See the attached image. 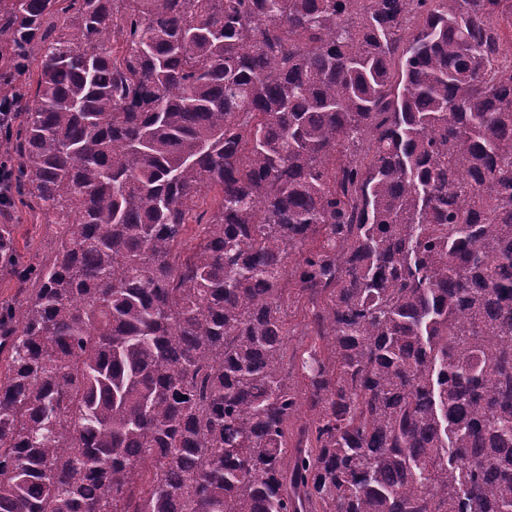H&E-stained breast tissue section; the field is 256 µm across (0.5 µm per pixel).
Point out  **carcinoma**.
Listing matches in <instances>:
<instances>
[{
	"mask_svg": "<svg viewBox=\"0 0 512 512\" xmlns=\"http://www.w3.org/2000/svg\"><path fill=\"white\" fill-rule=\"evenodd\" d=\"M509 31L512 0H0V159L58 226L0 307V512H512Z\"/></svg>",
	"mask_w": 512,
	"mask_h": 512,
	"instance_id": "obj_1",
	"label": "carcinoma"
}]
</instances>
